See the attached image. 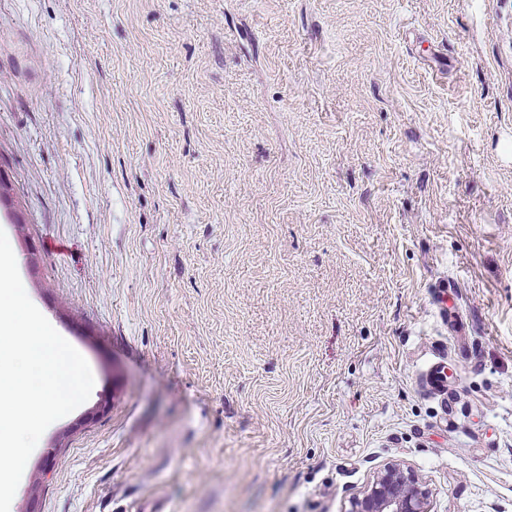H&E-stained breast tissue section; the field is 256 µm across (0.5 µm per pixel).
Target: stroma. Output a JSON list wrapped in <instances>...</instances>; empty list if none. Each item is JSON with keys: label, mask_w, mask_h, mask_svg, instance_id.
<instances>
[{"label": "stroma", "mask_w": 512, "mask_h": 512, "mask_svg": "<svg viewBox=\"0 0 512 512\" xmlns=\"http://www.w3.org/2000/svg\"><path fill=\"white\" fill-rule=\"evenodd\" d=\"M0 170L95 380L10 512H512V0H0ZM430 490L412 468L400 463L379 469L347 512H431Z\"/></svg>", "instance_id": "obj_1"}]
</instances>
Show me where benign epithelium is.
Instances as JSON below:
<instances>
[{"label":"benign epithelium","instance_id":"obj_1","mask_svg":"<svg viewBox=\"0 0 512 512\" xmlns=\"http://www.w3.org/2000/svg\"><path fill=\"white\" fill-rule=\"evenodd\" d=\"M430 490L413 469L400 463L379 469L348 512H431Z\"/></svg>","mask_w":512,"mask_h":512}]
</instances>
